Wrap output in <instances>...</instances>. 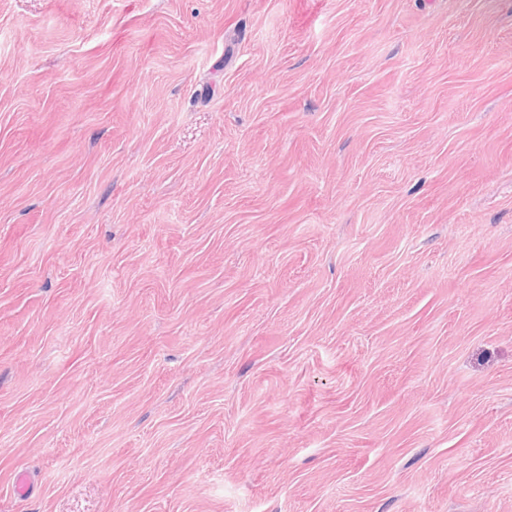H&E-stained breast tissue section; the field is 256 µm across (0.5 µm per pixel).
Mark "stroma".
I'll return each mask as SVG.
<instances>
[{
	"label": "stroma",
	"instance_id": "1",
	"mask_svg": "<svg viewBox=\"0 0 512 512\" xmlns=\"http://www.w3.org/2000/svg\"><path fill=\"white\" fill-rule=\"evenodd\" d=\"M0 512H512V0H0Z\"/></svg>",
	"mask_w": 512,
	"mask_h": 512
}]
</instances>
